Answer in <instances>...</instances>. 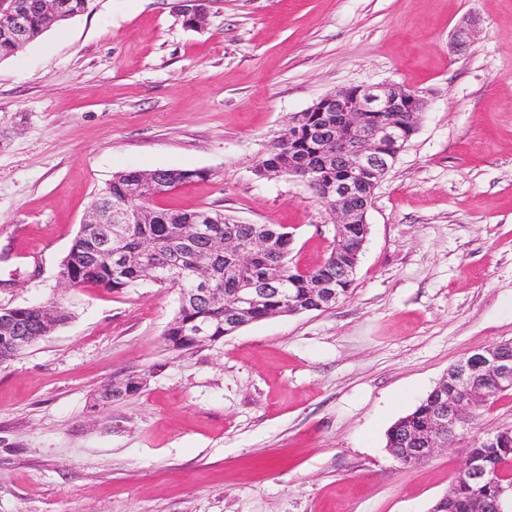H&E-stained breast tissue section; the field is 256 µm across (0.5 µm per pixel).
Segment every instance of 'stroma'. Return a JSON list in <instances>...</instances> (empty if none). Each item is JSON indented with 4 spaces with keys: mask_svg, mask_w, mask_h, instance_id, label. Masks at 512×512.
Here are the masks:
<instances>
[{
    "mask_svg": "<svg viewBox=\"0 0 512 512\" xmlns=\"http://www.w3.org/2000/svg\"><path fill=\"white\" fill-rule=\"evenodd\" d=\"M91 0L0 62V305L67 322L0 367V512H429L463 464L386 432L469 352L512 341V0ZM478 26L450 49L464 18ZM395 82L420 126L378 185L352 294L166 345L177 293L58 281L121 170L188 169L217 209L329 252L328 210L256 160L327 93ZM141 379L95 406L104 385Z\"/></svg>",
    "mask_w": 512,
    "mask_h": 512,
    "instance_id": "1",
    "label": "stroma"
}]
</instances>
